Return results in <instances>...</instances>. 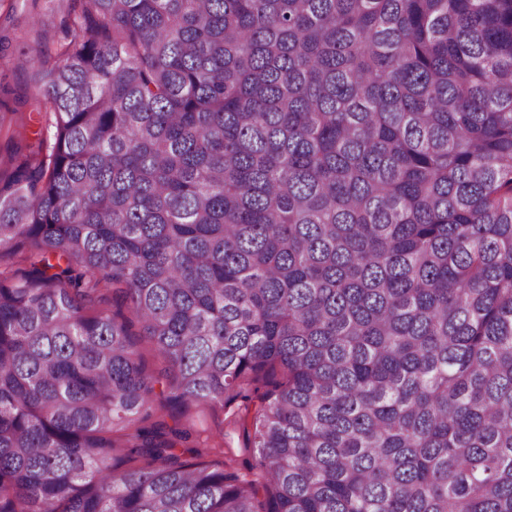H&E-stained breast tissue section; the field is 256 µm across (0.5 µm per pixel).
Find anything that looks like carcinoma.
Instances as JSON below:
<instances>
[{
    "mask_svg": "<svg viewBox=\"0 0 512 512\" xmlns=\"http://www.w3.org/2000/svg\"><path fill=\"white\" fill-rule=\"evenodd\" d=\"M62 2L0 174V512H512V0ZM261 381L247 480L179 416ZM2 99L5 106L0 105V113L16 110V114H9V117L12 118V128H19L28 137L33 138L40 129L39 117L35 111L33 112L34 104L25 107L18 106L14 103L12 96L0 94V100Z\"/></svg>",
    "mask_w": 512,
    "mask_h": 512,
    "instance_id": "obj_1",
    "label": "carcinoma"
}]
</instances>
